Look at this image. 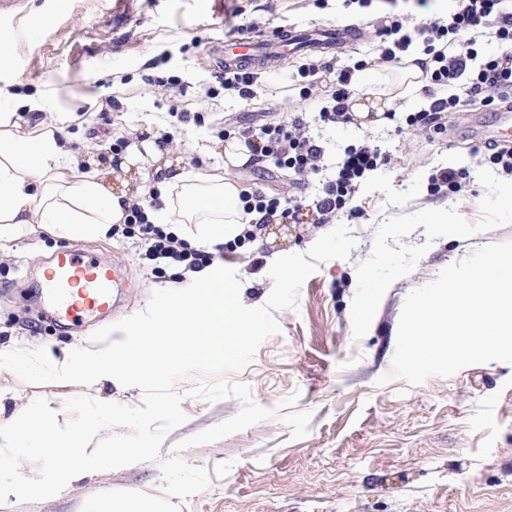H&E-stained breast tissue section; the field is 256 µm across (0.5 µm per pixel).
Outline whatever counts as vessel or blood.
<instances>
[{
  "mask_svg": "<svg viewBox=\"0 0 512 512\" xmlns=\"http://www.w3.org/2000/svg\"><path fill=\"white\" fill-rule=\"evenodd\" d=\"M344 39V32L331 26L299 31L278 28L265 43L255 47L249 46L245 38L235 37L208 46L207 51L219 56L223 69L233 73L255 69L261 57L282 49L333 46ZM42 286L57 316L62 321L74 323L107 305L112 272L98 259L64 250L55 256Z\"/></svg>",
  "mask_w": 512,
  "mask_h": 512,
  "instance_id": "1",
  "label": "vessel or blood"
}]
</instances>
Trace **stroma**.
Masks as SVG:
<instances>
[{"label":"stroma","mask_w":512,"mask_h":512,"mask_svg":"<svg viewBox=\"0 0 512 512\" xmlns=\"http://www.w3.org/2000/svg\"><path fill=\"white\" fill-rule=\"evenodd\" d=\"M53 2L25 0L20 23L0 19V46L6 48L0 86L20 95L46 94L55 111L76 113L70 132H99L104 154L112 152L107 130L151 126L173 133L191 168L216 166L223 156L205 150L222 127L299 117L325 148L327 163L367 139L389 158L368 173L336 216L356 240L349 257L322 263L305 280L298 309L276 312L279 334L264 341L245 369L220 375L229 383L249 384L255 401L269 408L298 393V409L311 414L307 435L291 439L289 427L269 420L184 450L183 459L208 470L212 484L180 501L181 512H512V363L471 365L416 386L402 380L378 383L391 369L408 294L473 251L512 241V210L502 209L498 200L502 174L488 161L487 147L497 141L493 107L451 112L443 127L422 129L408 120L424 104L409 100L377 126L327 124L318 105L299 95V70L320 58L305 51L262 71L254 99L222 94L199 118L180 123L172 116L214 85L205 48L241 24L260 42L279 26H338L343 15H353L358 35L332 59L351 72L367 71L353 96L384 91L396 67L373 63L382 49L383 21L394 16L405 28H416L437 17L436 0H371L366 7L354 0H67L62 10ZM157 55L161 63L147 69ZM172 75L187 85L186 94L156 93L152 79ZM111 95L120 108L103 111ZM440 168L467 174L453 197L432 190L431 176ZM232 177L244 191L273 193L293 174L260 162ZM440 209L468 222L470 238H457L452 225L435 223ZM275 230L272 241L259 234L224 245V264L236 271L245 306L266 302L273 288L269 269L278 257L307 252L330 227L288 223ZM68 246L123 270L122 287L111 290V315L69 326L50 320L42 274L49 259ZM145 251L137 234L70 245L50 237L18 239L11 253L0 257V347H46L60 360L97 329L143 310L153 291L176 278L172 267L156 265ZM368 299L375 307L367 320L359 305ZM199 379L191 373L176 383L186 393L181 407L187 420L166 435L162 457L241 408L232 396L214 403L188 397ZM0 393L7 397L2 423L15 420L39 397L59 408L62 424L72 418L64 409L67 400L80 394L130 406L142 400L136 387L120 392L105 380L83 388L30 385L5 368ZM108 490L163 495L160 467L141 462L95 472L39 502L21 503L12 495L0 512H81L89 497Z\"/></svg>","instance_id":"stroma-1"}]
</instances>
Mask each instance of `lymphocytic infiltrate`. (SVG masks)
<instances>
[{
    "instance_id": "1",
    "label": "lymphocytic infiltrate",
    "mask_w": 512,
    "mask_h": 512,
    "mask_svg": "<svg viewBox=\"0 0 512 512\" xmlns=\"http://www.w3.org/2000/svg\"><path fill=\"white\" fill-rule=\"evenodd\" d=\"M502 3L503 0H458L456 12L448 19L427 20L413 34L405 32L398 21L385 27L387 45L377 57V64L401 62L413 36L418 35L427 43L434 65L429 76L431 84L451 87L460 79L468 81L466 97L452 94L437 100L431 111L411 117L412 125H425L430 115L462 112L479 102L488 106L512 99V54L482 59L473 43L474 38L488 29L493 30L498 40L512 42V11L505 10ZM301 75L309 80L304 99L315 102L324 97L328 100L327 106L320 109L323 122H350L351 77L347 70L336 68L330 62L311 63L302 69ZM240 136L255 160H270L277 166L291 169L299 180H308L322 167L325 150L307 135L301 119L257 129L248 127L241 130ZM380 159V150L367 143L346 149L334 179L304 205L286 188L272 196L261 190L242 196L239 221L247 225V237H254L256 228L265 224L283 220L299 223L300 212L304 209L310 212L313 223H331L337 211L358 191L364 175L374 170ZM124 223L143 236L152 259H170L184 264L189 271L215 260L214 254L188 248L184 242L167 235L150 220L148 207L142 202L128 205Z\"/></svg>"
}]
</instances>
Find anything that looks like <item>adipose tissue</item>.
Returning a JSON list of instances; mask_svg holds the SVG:
<instances>
[{
  "label": "adipose tissue",
  "mask_w": 512,
  "mask_h": 512,
  "mask_svg": "<svg viewBox=\"0 0 512 512\" xmlns=\"http://www.w3.org/2000/svg\"><path fill=\"white\" fill-rule=\"evenodd\" d=\"M424 60L411 54L387 92L355 101L354 116L383 115L423 88ZM73 121L71 114L51 112L44 94L23 97L17 111L0 113V255L10 253L23 229L61 241L108 236L123 223L126 203L151 193L167 206L175 189L184 210L172 216L166 233L209 251L244 233L237 222L239 186L218 172L187 171L182 155L160 149L158 130L146 129L114 164L101 157L96 138L74 144L66 132ZM151 168L161 179H147Z\"/></svg>",
  "instance_id": "adipose-tissue-1"
}]
</instances>
